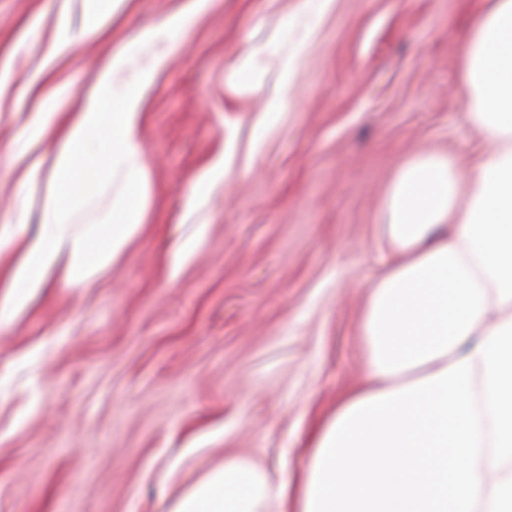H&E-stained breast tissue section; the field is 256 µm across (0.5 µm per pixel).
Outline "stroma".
<instances>
[{"label": "stroma", "mask_w": 512, "mask_h": 512, "mask_svg": "<svg viewBox=\"0 0 512 512\" xmlns=\"http://www.w3.org/2000/svg\"><path fill=\"white\" fill-rule=\"evenodd\" d=\"M188 2L128 0L60 54L55 20L79 36L84 0H0V209L34 116L23 80L49 68L79 111L113 53ZM301 3L206 0L177 47L152 46L168 60L141 122L143 223L91 287L45 289L0 327V512H169L228 457L299 478L364 380L394 170L428 152L465 173L482 148L458 55L482 0H334L313 20ZM255 53L253 51L245 52L230 76L231 82L238 88H249L255 80V71L253 68V58Z\"/></svg>", "instance_id": "stroma-1"}]
</instances>
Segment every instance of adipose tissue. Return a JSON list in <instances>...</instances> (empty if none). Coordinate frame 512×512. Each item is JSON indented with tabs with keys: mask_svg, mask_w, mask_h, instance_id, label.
Instances as JSON below:
<instances>
[{
	"mask_svg": "<svg viewBox=\"0 0 512 512\" xmlns=\"http://www.w3.org/2000/svg\"><path fill=\"white\" fill-rule=\"evenodd\" d=\"M123 0H85L80 37L59 16L58 51L98 36ZM185 16L144 28L96 75L80 111L68 85L29 79L38 101L17 152L18 196L0 212V325L48 287L87 288L143 222L140 137L155 57L117 80L154 42L178 44ZM459 57L466 119L485 144L468 174L418 154L394 172L385 247L399 255L370 286L362 334L367 383L320 430L299 484L236 458L169 512H512V0H485ZM53 153L51 200L34 238L25 199Z\"/></svg>",
	"mask_w": 512,
	"mask_h": 512,
	"instance_id": "obj_1",
	"label": "adipose tissue"
}]
</instances>
